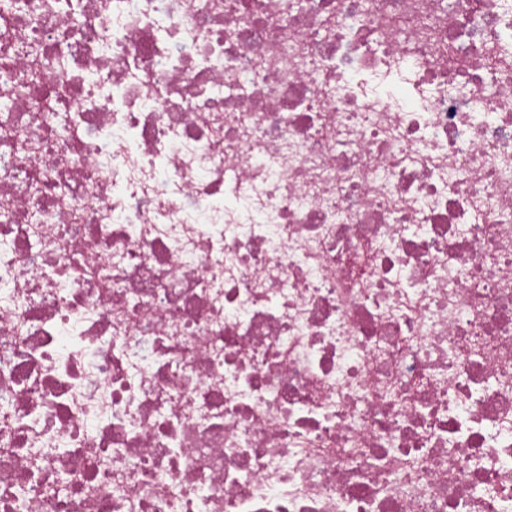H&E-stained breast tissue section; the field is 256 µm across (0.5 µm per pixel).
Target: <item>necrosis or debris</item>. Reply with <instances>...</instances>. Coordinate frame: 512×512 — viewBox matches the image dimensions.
I'll return each mask as SVG.
<instances>
[{
  "mask_svg": "<svg viewBox=\"0 0 512 512\" xmlns=\"http://www.w3.org/2000/svg\"><path fill=\"white\" fill-rule=\"evenodd\" d=\"M0 512H512V0H0Z\"/></svg>",
  "mask_w": 512,
  "mask_h": 512,
  "instance_id": "obj_1",
  "label": "necrosis or debris"
}]
</instances>
